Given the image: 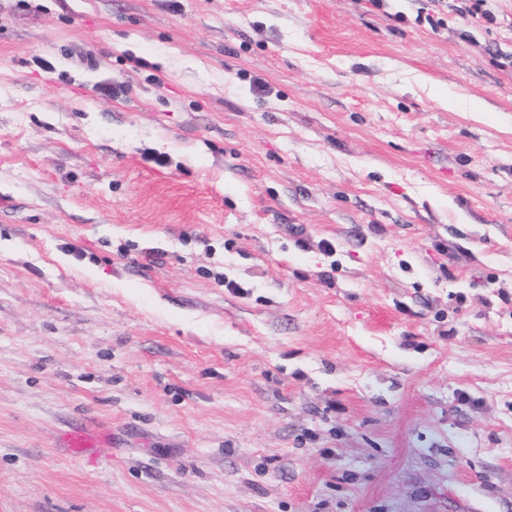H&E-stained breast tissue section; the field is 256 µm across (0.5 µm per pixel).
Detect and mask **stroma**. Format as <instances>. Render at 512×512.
<instances>
[{"mask_svg":"<svg viewBox=\"0 0 512 512\" xmlns=\"http://www.w3.org/2000/svg\"><path fill=\"white\" fill-rule=\"evenodd\" d=\"M473 4L0 0V512H512ZM108 434L101 428L74 427L67 431L63 440L67 448L79 453L84 448H94V444L100 441H106Z\"/></svg>","mask_w":512,"mask_h":512,"instance_id":"35a3bbf8","label":"stroma"}]
</instances>
